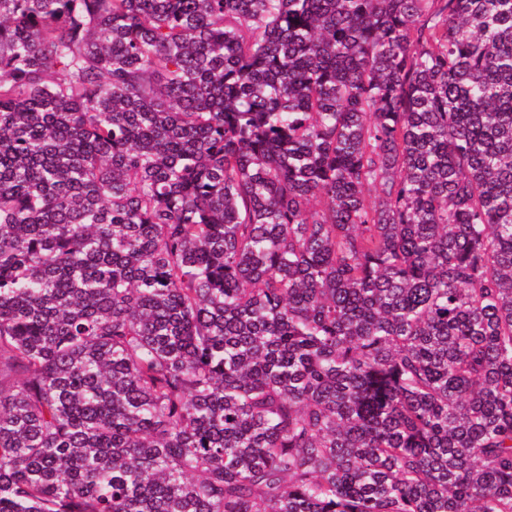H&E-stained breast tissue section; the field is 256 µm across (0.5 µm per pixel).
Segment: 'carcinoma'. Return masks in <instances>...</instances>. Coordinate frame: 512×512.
<instances>
[{
    "label": "carcinoma",
    "mask_w": 512,
    "mask_h": 512,
    "mask_svg": "<svg viewBox=\"0 0 512 512\" xmlns=\"http://www.w3.org/2000/svg\"><path fill=\"white\" fill-rule=\"evenodd\" d=\"M0 512H512V0H0Z\"/></svg>",
    "instance_id": "cac0c4a2"
}]
</instances>
